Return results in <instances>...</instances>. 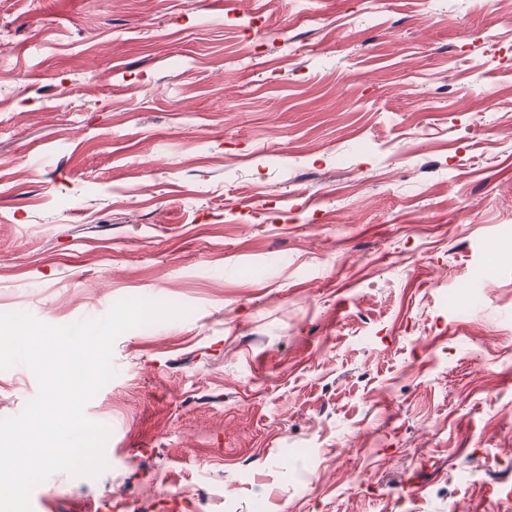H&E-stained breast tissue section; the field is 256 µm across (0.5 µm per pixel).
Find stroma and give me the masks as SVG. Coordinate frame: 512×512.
I'll use <instances>...</instances> for the list:
<instances>
[{
  "label": "stroma",
  "instance_id": "35a3bbf8",
  "mask_svg": "<svg viewBox=\"0 0 512 512\" xmlns=\"http://www.w3.org/2000/svg\"><path fill=\"white\" fill-rule=\"evenodd\" d=\"M509 231L512 0H0V313L191 310L32 512H512Z\"/></svg>",
  "mask_w": 512,
  "mask_h": 512
}]
</instances>
